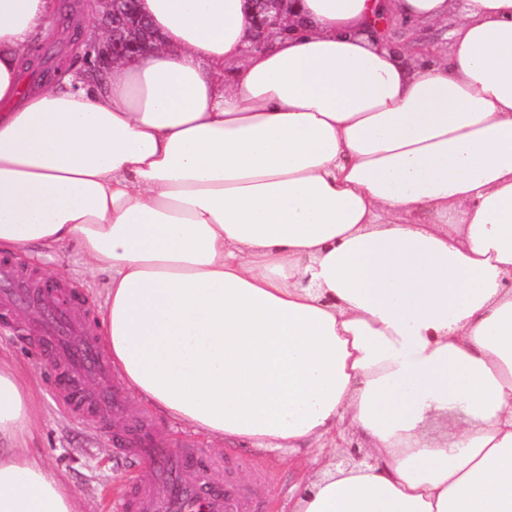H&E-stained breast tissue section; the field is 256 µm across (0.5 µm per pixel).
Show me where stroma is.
<instances>
[{"label":"stroma","mask_w":512,"mask_h":512,"mask_svg":"<svg viewBox=\"0 0 512 512\" xmlns=\"http://www.w3.org/2000/svg\"><path fill=\"white\" fill-rule=\"evenodd\" d=\"M81 2L56 0L53 28L47 36L50 48L26 73L28 90L43 87L60 63H67L77 72L85 69L86 62L74 45L72 26L67 20L68 13ZM10 260L16 270L24 273L34 270L42 277L48 270H56L58 280L76 293L82 307L99 314L106 276L86 272L75 247L62 248L50 261L28 257L22 250L13 252ZM0 358L15 365L36 405L37 427L26 441L27 448L62 476L87 512H111L112 503L125 490L128 471L111 451L108 424L84 421L62 411L51 396L55 370L44 366L39 350L27 337L3 325H0ZM211 446L216 451L246 459V466L237 468L234 475L243 486H261V512H293L301 478L293 463L294 451L283 449L263 455L247 448L234 449L216 440Z\"/></svg>","instance_id":"35a3bbf8"}]
</instances>
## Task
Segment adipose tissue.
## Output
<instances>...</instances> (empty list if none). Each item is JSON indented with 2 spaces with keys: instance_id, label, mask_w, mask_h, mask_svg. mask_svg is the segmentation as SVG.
I'll return each instance as SVG.
<instances>
[{
  "instance_id": "adipose-tissue-1",
  "label": "adipose tissue",
  "mask_w": 512,
  "mask_h": 512,
  "mask_svg": "<svg viewBox=\"0 0 512 512\" xmlns=\"http://www.w3.org/2000/svg\"><path fill=\"white\" fill-rule=\"evenodd\" d=\"M55 10L0 0V250L107 273L115 370L207 439L355 430L294 512H512V0H290L259 50L245 0H138L155 49L22 94ZM35 425L0 365V512H80Z\"/></svg>"
}]
</instances>
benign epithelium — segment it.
Here are the masks:
<instances>
[{"instance_id":"obj_1","label":"benign epithelium","mask_w":512,"mask_h":512,"mask_svg":"<svg viewBox=\"0 0 512 512\" xmlns=\"http://www.w3.org/2000/svg\"><path fill=\"white\" fill-rule=\"evenodd\" d=\"M105 18L109 37L103 42L80 32L76 40L84 45L88 73L100 78L110 62L143 55L155 45L156 36L133 7L134 0H93ZM251 6L254 38L251 48L261 47L273 31H285L282 24L288 0H247Z\"/></svg>"}]
</instances>
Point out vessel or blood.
Returning a JSON list of instances; mask_svg holds the SVG:
<instances>
[{
  "mask_svg": "<svg viewBox=\"0 0 512 512\" xmlns=\"http://www.w3.org/2000/svg\"><path fill=\"white\" fill-rule=\"evenodd\" d=\"M20 307L40 313L32 334L46 363L61 374L56 403L83 419L122 414L125 394L112 378L111 357L88 323L78 318L71 291L36 284L34 274L19 273L0 261V309ZM112 447L135 474L121 502L122 512H253L248 498L208 475L212 469L237 467L235 457L213 453L189 438L180 453H162L145 416L131 419Z\"/></svg>",
  "mask_w": 512,
  "mask_h": 512,
  "instance_id": "1",
  "label": "vessel or blood"
}]
</instances>
